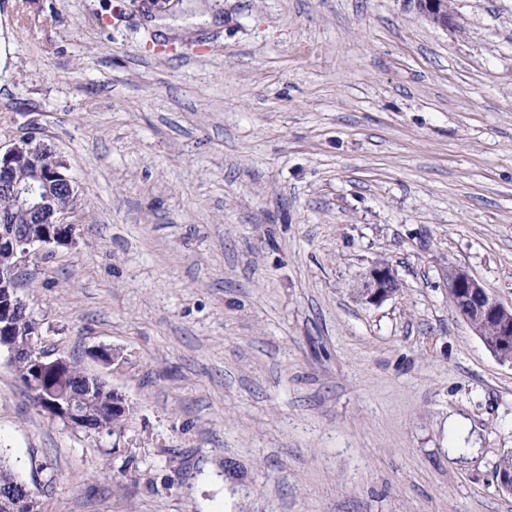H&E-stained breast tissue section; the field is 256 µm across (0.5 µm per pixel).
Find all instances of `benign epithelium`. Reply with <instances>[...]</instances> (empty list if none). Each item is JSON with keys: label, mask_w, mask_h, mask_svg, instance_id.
<instances>
[{"label": "benign epithelium", "mask_w": 512, "mask_h": 512, "mask_svg": "<svg viewBox=\"0 0 512 512\" xmlns=\"http://www.w3.org/2000/svg\"><path fill=\"white\" fill-rule=\"evenodd\" d=\"M415 4L419 13L433 24L446 28L452 21L448 0H415ZM47 149V145L25 137L0 152V192L12 195L18 207L44 218L43 224L51 227L49 231L33 227L20 230L14 224L0 221V341H4L7 358L23 357L28 361L32 374L25 381V388L39 408L72 428L103 436L104 417L127 416L134 406L104 379L89 373L75 386H47V373L60 372L69 367V362L65 357L51 358L40 350L39 327L15 284L16 271L31 256L43 249L74 243V226L66 223L68 211L55 207L49 181L39 172L25 181L18 176L23 161L33 162ZM400 288L393 268L379 264L363 277L362 299L379 304ZM448 292L456 311L470 327L484 322L494 327L497 342L490 349L494 356L512 355V306H505L482 282L462 269L448 272ZM17 318L30 322L31 328L14 338L11 332ZM4 498L13 502L15 512H39L38 499L26 487L7 489Z\"/></svg>", "instance_id": "obj_1"}]
</instances>
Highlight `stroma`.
<instances>
[{
	"instance_id": "1",
	"label": "stroma",
	"mask_w": 512,
	"mask_h": 512,
	"mask_svg": "<svg viewBox=\"0 0 512 512\" xmlns=\"http://www.w3.org/2000/svg\"><path fill=\"white\" fill-rule=\"evenodd\" d=\"M450 7L0 0V148L77 186L19 294L135 406L71 428L0 353L42 512H512V364L448 298L459 268L512 305V0ZM380 260L402 289L371 305ZM414 2L419 13L429 22L446 28L452 21L448 0H416Z\"/></svg>"
}]
</instances>
